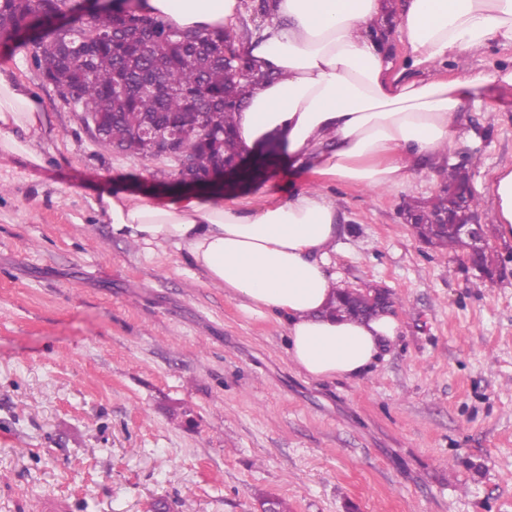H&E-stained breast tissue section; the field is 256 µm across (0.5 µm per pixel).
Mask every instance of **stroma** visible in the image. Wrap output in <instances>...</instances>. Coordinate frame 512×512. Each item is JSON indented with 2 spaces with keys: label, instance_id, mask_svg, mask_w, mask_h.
<instances>
[{
  "label": "stroma",
  "instance_id": "obj_1",
  "mask_svg": "<svg viewBox=\"0 0 512 512\" xmlns=\"http://www.w3.org/2000/svg\"><path fill=\"white\" fill-rule=\"evenodd\" d=\"M512 70V46L449 58L448 75ZM0 73L47 110L44 166L0 157V512H512V239L494 227L495 170L512 165V85L472 94L446 158L482 200L485 281L463 253L405 224L410 189L334 187L331 270L386 288L399 334L364 380L306 376L287 328L247 314L174 251L114 238L95 205L147 199L177 165L99 149L29 46ZM308 180L288 155L224 199Z\"/></svg>",
  "mask_w": 512,
  "mask_h": 512
}]
</instances>
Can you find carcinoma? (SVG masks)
<instances>
[{"mask_svg": "<svg viewBox=\"0 0 512 512\" xmlns=\"http://www.w3.org/2000/svg\"><path fill=\"white\" fill-rule=\"evenodd\" d=\"M65 0H0V45H31L38 69L47 72L57 90L74 92L73 107L98 122L97 143L106 151L138 158L152 157L151 145L137 128L151 120L178 136L179 149L189 161L177 172L206 188L218 168L234 162L242 146L234 133L235 113L243 88L254 71L248 61L227 58L230 35L219 29L194 33L183 41L163 19L133 11L117 39L99 35L110 16L93 0H70L75 25L55 33L53 19L62 14ZM206 108L203 124L195 129L193 113ZM469 170L447 167L445 186L470 183ZM445 207L441 193L412 199L406 212L425 219ZM418 237L437 248L457 252L462 242L434 224H417ZM385 312L369 311L337 300L330 313L360 318Z\"/></svg>", "mask_w": 512, "mask_h": 512, "instance_id": "1", "label": "carcinoma"}]
</instances>
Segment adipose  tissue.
I'll list each match as a JSON object with an SVG mask.
<instances>
[{"mask_svg":"<svg viewBox=\"0 0 512 512\" xmlns=\"http://www.w3.org/2000/svg\"><path fill=\"white\" fill-rule=\"evenodd\" d=\"M240 0H142L141 11L180 30L234 28ZM385 0H272L260 36L242 54L271 82L253 84L236 116L245 148L286 145L309 180L287 198L257 204L185 195L136 198L117 190L98 204L113 237L171 248L208 285L245 300V309L284 320L287 355L310 377L359 380L398 332L392 316L337 319L324 310L337 286L329 269L339 182L398 190L445 162L470 90L512 71L405 81L393 73L382 39ZM399 28L413 68H441L449 56L497 42L512 46V0H404ZM47 129L42 101L0 74V151L42 165ZM493 218L512 238V166L497 170Z\"/></svg>","mask_w":512,"mask_h":512,"instance_id":"adipose-tissue-1","label":"adipose tissue"}]
</instances>
